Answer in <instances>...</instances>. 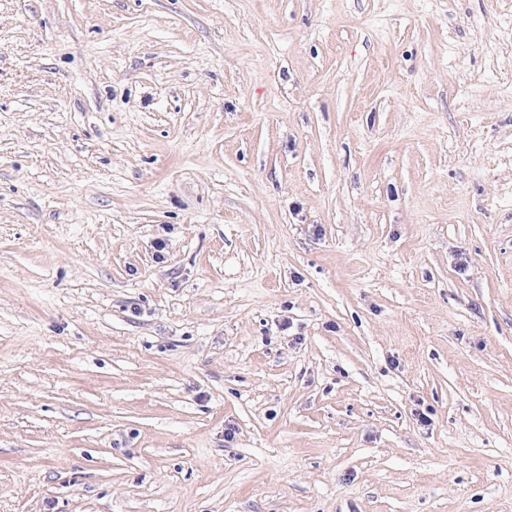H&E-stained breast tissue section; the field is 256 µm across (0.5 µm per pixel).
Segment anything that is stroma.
<instances>
[{
	"label": "stroma",
	"mask_w": 512,
	"mask_h": 512,
	"mask_svg": "<svg viewBox=\"0 0 512 512\" xmlns=\"http://www.w3.org/2000/svg\"><path fill=\"white\" fill-rule=\"evenodd\" d=\"M0 512H512V0H0Z\"/></svg>",
	"instance_id": "obj_1"
}]
</instances>
